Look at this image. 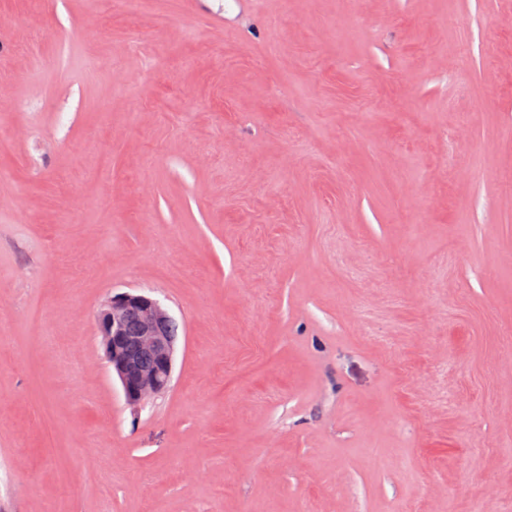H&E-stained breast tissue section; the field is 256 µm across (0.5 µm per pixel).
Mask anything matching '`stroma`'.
<instances>
[{"label": "stroma", "instance_id": "stroma-1", "mask_svg": "<svg viewBox=\"0 0 512 512\" xmlns=\"http://www.w3.org/2000/svg\"><path fill=\"white\" fill-rule=\"evenodd\" d=\"M510 328L512 0H0V512H512ZM130 314H135L139 321L133 336L126 330ZM167 322L169 336L162 330ZM96 328L104 358L116 374L130 407L138 408L168 390L178 328L157 298L130 292L112 296L98 312ZM143 355L151 358L150 365L143 364Z\"/></svg>", "mask_w": 512, "mask_h": 512}]
</instances>
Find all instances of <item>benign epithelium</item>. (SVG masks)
Returning <instances> with one entry per match:
<instances>
[{
  "label": "benign epithelium",
  "instance_id": "1",
  "mask_svg": "<svg viewBox=\"0 0 512 512\" xmlns=\"http://www.w3.org/2000/svg\"><path fill=\"white\" fill-rule=\"evenodd\" d=\"M131 314L139 321L133 335L126 330ZM171 320L158 299L130 292L112 297L97 314L104 358L116 374L127 404L134 409L171 386L176 339L162 330Z\"/></svg>",
  "mask_w": 512,
  "mask_h": 512
}]
</instances>
